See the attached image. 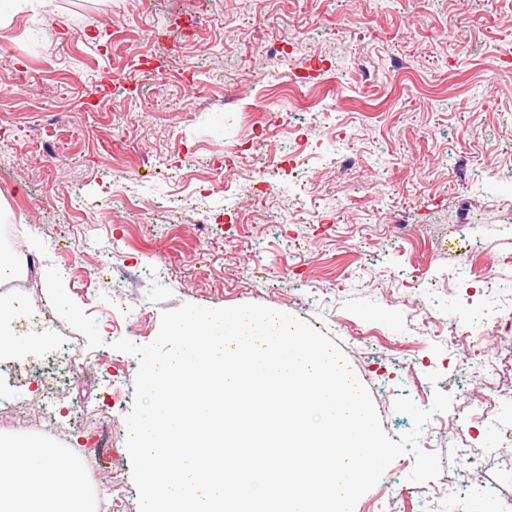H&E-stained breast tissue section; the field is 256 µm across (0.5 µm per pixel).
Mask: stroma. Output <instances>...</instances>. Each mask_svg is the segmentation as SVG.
<instances>
[{
	"label": "stroma",
	"instance_id": "obj_1",
	"mask_svg": "<svg viewBox=\"0 0 512 512\" xmlns=\"http://www.w3.org/2000/svg\"><path fill=\"white\" fill-rule=\"evenodd\" d=\"M207 3L198 20L193 0H42L0 24L12 61L0 68V201L10 221L37 227L16 248L28 299L58 323L18 328L16 351L0 354V406H28L25 427L0 436H40L37 386L9 364L36 362L61 337H96L64 372L57 419L69 425L81 405L107 424L70 437L102 453L108 512H139L126 449L138 361L114 342L150 343L162 313L184 303L262 304L342 349L392 440L412 427L397 399H451L419 437L441 475L408 482L404 454L355 512H512V375L493 373L512 358V332L485 323L512 306V56L497 52L512 39V0ZM157 22L172 35L162 47L149 39ZM292 37L299 51L265 58ZM286 97L309 138L302 194L288 189L287 137L254 135L240 115ZM337 126L361 156L347 171L327 164ZM249 137L280 163L260 208L251 188L216 176L225 145ZM107 258L115 272L90 283ZM486 271L489 290L477 282ZM455 328L466 342L450 341ZM476 478L487 500H471Z\"/></svg>",
	"mask_w": 512,
	"mask_h": 512
}]
</instances>
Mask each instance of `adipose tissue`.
<instances>
[{
	"label": "adipose tissue",
	"mask_w": 512,
	"mask_h": 512,
	"mask_svg": "<svg viewBox=\"0 0 512 512\" xmlns=\"http://www.w3.org/2000/svg\"><path fill=\"white\" fill-rule=\"evenodd\" d=\"M0 512H90L79 465L51 442L0 437Z\"/></svg>",
	"instance_id": "ef3b65f1"
}]
</instances>
